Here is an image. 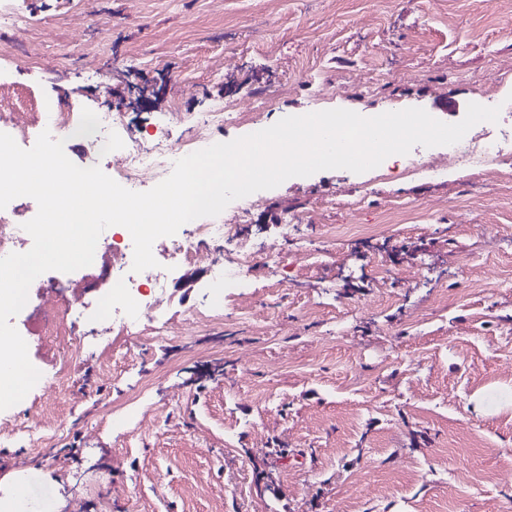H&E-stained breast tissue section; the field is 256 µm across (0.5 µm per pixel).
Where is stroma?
<instances>
[{
  "label": "stroma",
  "mask_w": 512,
  "mask_h": 512,
  "mask_svg": "<svg viewBox=\"0 0 512 512\" xmlns=\"http://www.w3.org/2000/svg\"><path fill=\"white\" fill-rule=\"evenodd\" d=\"M0 127L64 96L120 113L140 144L215 105L253 124L417 107H500L512 133V0H0ZM67 56L60 72L40 59ZM267 107L256 100L267 90ZM257 252L144 286L154 306L21 335L47 378L0 412V498L60 512H512V148L481 167L415 146L356 174L259 191ZM171 334L157 335L159 323ZM52 435L32 445L20 430ZM285 445L281 459L270 454ZM270 472L283 497L258 493Z\"/></svg>",
  "instance_id": "obj_1"
}]
</instances>
